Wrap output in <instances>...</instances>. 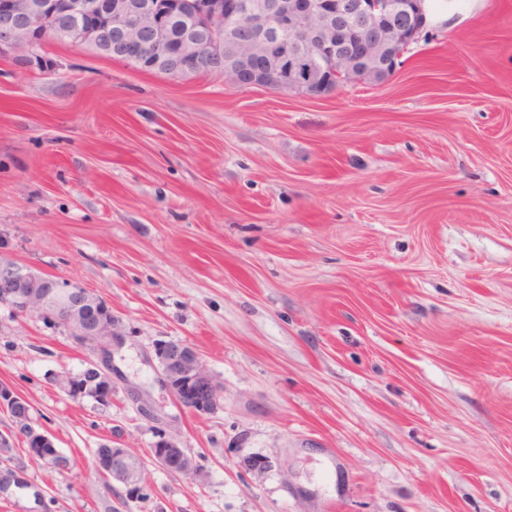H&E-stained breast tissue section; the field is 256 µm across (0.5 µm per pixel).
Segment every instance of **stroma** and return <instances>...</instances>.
Returning <instances> with one entry per match:
<instances>
[{"label":"stroma","instance_id":"35a3bbf8","mask_svg":"<svg viewBox=\"0 0 512 512\" xmlns=\"http://www.w3.org/2000/svg\"><path fill=\"white\" fill-rule=\"evenodd\" d=\"M426 5L394 76L320 99L0 59V254L124 334L100 410L53 380L87 352L0 304V382L75 462L18 446L0 512H512V0ZM160 340L201 354L214 413L167 391ZM161 429L201 477L154 463ZM117 439L139 496L94 468Z\"/></svg>","mask_w":512,"mask_h":512}]
</instances>
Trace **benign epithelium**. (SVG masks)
<instances>
[{
	"label": "benign epithelium",
	"mask_w": 512,
	"mask_h": 512,
	"mask_svg": "<svg viewBox=\"0 0 512 512\" xmlns=\"http://www.w3.org/2000/svg\"><path fill=\"white\" fill-rule=\"evenodd\" d=\"M206 30L214 32L229 22L244 26L267 64L263 77L249 87L310 90L322 98L344 76L353 82L380 83L392 76L407 47L427 23L424 0H206L200 5ZM63 19L65 33L77 46L93 45L102 51L126 55L148 49L158 62L178 48L186 64L180 74L194 76L193 64L204 56L207 35L187 32L176 38L164 0H0V58L23 61L42 74L56 72L58 65L41 58L34 28L46 12ZM97 15L104 27L83 20ZM368 28L380 34L372 46L357 50L350 34ZM0 303L24 315H45L63 324L81 347L93 346L94 358L80 373L64 371L57 376L64 389L83 394L93 388L92 399L112 400V353L123 336L112 317V307L100 296L63 281L50 282L43 274L0 255ZM155 358L169 393L196 415L213 413L220 404L221 388L206 370L196 349L186 343L161 340ZM29 403L10 384L0 382V410L9 414L14 433L22 435ZM30 448L49 459L59 470L72 461L55 449L52 438L37 430L28 435ZM11 440L0 435V486L21 480L9 460ZM152 457L175 476L197 472L193 457L173 436L160 432L152 444ZM101 475L140 490L142 472L121 443L95 461Z\"/></svg>",
	"instance_id": "7a95c632"
}]
</instances>
